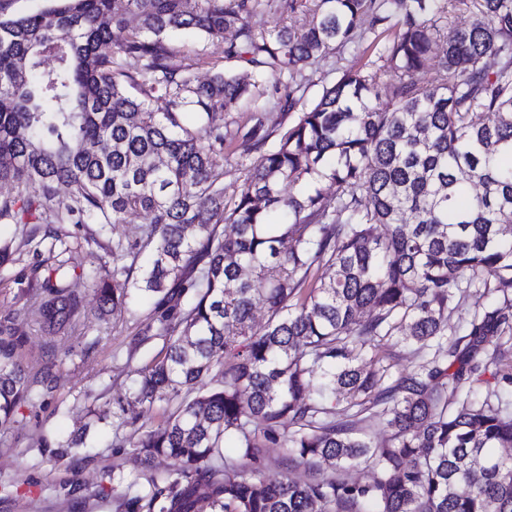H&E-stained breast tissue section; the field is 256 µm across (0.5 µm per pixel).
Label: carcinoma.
I'll list each match as a JSON object with an SVG mask.
<instances>
[{"mask_svg":"<svg viewBox=\"0 0 512 512\" xmlns=\"http://www.w3.org/2000/svg\"><path fill=\"white\" fill-rule=\"evenodd\" d=\"M264 1L307 18L257 34L248 17ZM51 2L0 11V182L17 187L0 218L106 226L151 215L142 245L112 244V261L131 263L101 265L90 287L102 314L131 288L156 297L165 345L123 412L134 426L137 407L175 404L129 437L138 454L183 464L160 512L201 501L221 512H512V396L485 378L512 340V0ZM231 28L224 59L249 69L208 82L169 43ZM350 47L374 58L305 104L304 71ZM268 82L297 122L281 135L256 118L253 158L228 195L236 132L224 115L257 103ZM277 209L291 221L269 223ZM68 263L37 279L50 330L85 316ZM471 288L488 301L450 334ZM188 293V308L169 305ZM387 336L434 352L393 378L367 356ZM22 345L0 323V430L41 396ZM215 370L222 386L195 391ZM378 424L381 444L369 434ZM227 436L240 453L221 468ZM269 444L287 448L274 480L252 467ZM362 464L372 478L348 480ZM299 468L303 484L288 478Z\"/></svg>","mask_w":512,"mask_h":512,"instance_id":"cac0c4a2","label":"carcinoma"}]
</instances>
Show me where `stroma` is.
Masks as SVG:
<instances>
[{"label": "stroma", "mask_w": 512, "mask_h": 512, "mask_svg": "<svg viewBox=\"0 0 512 512\" xmlns=\"http://www.w3.org/2000/svg\"><path fill=\"white\" fill-rule=\"evenodd\" d=\"M233 37L230 31L219 40L183 36L172 45L178 57L199 60V76L206 80L227 70L224 43ZM149 221L142 212L103 230L96 224L56 228L0 220V247L11 253L0 267V320L11 321L24 336L22 357L31 376H39L47 349L58 358L49 394L22 406L12 427L0 432V512H141L135 492L176 479L180 465L174 459L140 461L122 412L139 369L164 346L163 337L144 335L154 297L133 291L128 310L100 319L91 313V291L79 280L75 289L90 310L85 319L52 336L36 320L42 302L36 267L49 256L53 230L78 237L70 263L89 271L108 261L109 240L140 243Z\"/></svg>", "instance_id": "obj_1"}]
</instances>
